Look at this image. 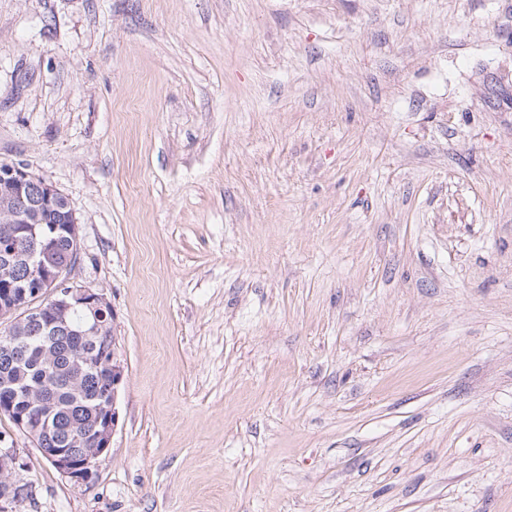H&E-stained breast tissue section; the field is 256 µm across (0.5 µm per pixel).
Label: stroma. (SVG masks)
Here are the masks:
<instances>
[{"mask_svg": "<svg viewBox=\"0 0 512 512\" xmlns=\"http://www.w3.org/2000/svg\"><path fill=\"white\" fill-rule=\"evenodd\" d=\"M0 163L125 366L9 512H512V0H0Z\"/></svg>", "mask_w": 512, "mask_h": 512, "instance_id": "obj_1", "label": "stroma"}]
</instances>
